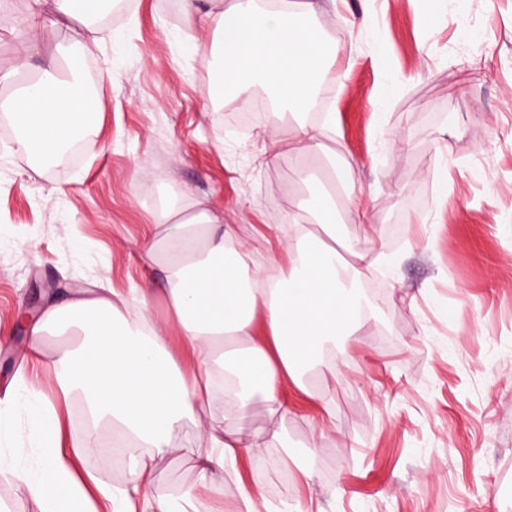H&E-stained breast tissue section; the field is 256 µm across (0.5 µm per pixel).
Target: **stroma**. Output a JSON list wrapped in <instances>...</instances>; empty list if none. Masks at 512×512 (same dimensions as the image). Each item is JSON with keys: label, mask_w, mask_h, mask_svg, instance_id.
Listing matches in <instances>:
<instances>
[{"label": "stroma", "mask_w": 512, "mask_h": 512, "mask_svg": "<svg viewBox=\"0 0 512 512\" xmlns=\"http://www.w3.org/2000/svg\"><path fill=\"white\" fill-rule=\"evenodd\" d=\"M446 8L436 30L428 0H342L319 17L351 62L326 73L320 111L304 116L336 114L312 165H351L371 221L338 236L380 258L377 279L360 283L370 311L348 339L350 359L324 356L313 372L331 427L307 470L270 463L311 439L316 402L290 398L285 415L258 402L238 420L217 402L206 420L282 430L283 443L248 465L270 504L288 489L304 506L335 492L334 512H512V0ZM78 30L46 15L25 75ZM96 37L85 67L99 74L101 121L74 164L48 170L0 130V418L10 427L0 448L30 467L43 434L12 397L47 396L57 347L81 339L45 337L30 360L18 313L78 291L143 290L167 325L166 264L143 246L155 208L207 204L253 248L255 227L285 224L305 194L293 166L265 163L273 120L240 126L231 100H212L210 37L184 27L181 0H132ZM53 404L62 447L80 450L82 398ZM196 433L191 422L173 432L181 450L157 461L153 493L197 485ZM153 493H139L138 512H153Z\"/></svg>", "instance_id": "obj_1"}]
</instances>
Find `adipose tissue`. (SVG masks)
I'll list each match as a JSON object with an SVG mask.
<instances>
[{
  "instance_id": "adipose-tissue-1",
  "label": "adipose tissue",
  "mask_w": 512,
  "mask_h": 512,
  "mask_svg": "<svg viewBox=\"0 0 512 512\" xmlns=\"http://www.w3.org/2000/svg\"><path fill=\"white\" fill-rule=\"evenodd\" d=\"M188 29L211 34L212 93L249 101L254 82L272 94L276 112L290 113L295 123L273 128L267 137L268 164L283 159L282 139L308 153L323 149L328 128L303 121L326 67L343 58L319 22L321 0H280L269 7L261 0H182ZM97 42L82 39L61 47L34 81L17 84L15 72H1L0 83L16 84L14 98L0 107V118L15 131L18 151L31 158L55 155L63 145L59 129H92L98 112L75 89L86 56ZM334 188L314 180L308 198L289 214L280 246L287 263L278 269L253 265L252 253L239 242L221 211L197 204L184 214L174 202L154 212V234L145 239L147 251L166 253V302L173 329L153 318L149 296H141L140 320H121L126 301L120 295L76 296L55 304L31 322L32 354H39L44 336L79 330V346L60 345L55 356L54 391L68 397L80 390L94 421H110L125 436L131 488H115L96 479L78 480L75 462L60 448L61 419L53 405L35 410L46 433L37 469L15 467L0 453V470L23 483L40 502L42 512H137L131 492L154 486L155 464L173 454V430L191 420L202 423L223 386L224 415L242 417L255 402L273 410H287L288 393L310 395L305 378L324 348L337 337L354 335L365 315V301L357 284L372 266L368 253L352 249V262L340 259L335 245L311 235L319 225L335 235L338 216L336 190H343L344 214L363 224L367 213L351 186V167L334 168ZM176 332L187 353L179 368L167 351L168 334ZM206 450L195 462L199 486L154 497L155 512H215V498L224 487L215 473L238 472L234 512H259L262 494L242 476L247 460L279 441V431L244 434L237 428L205 429Z\"/></svg>"
}]
</instances>
